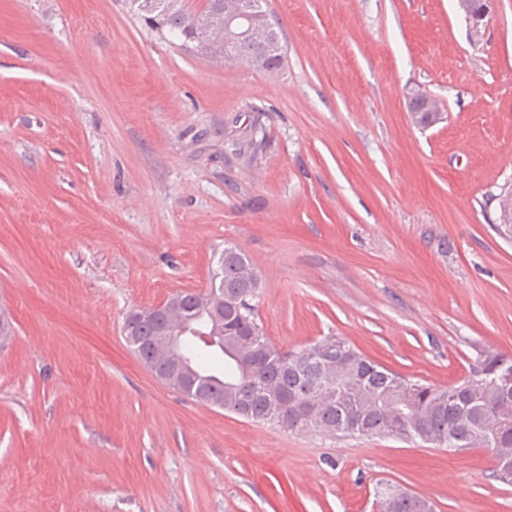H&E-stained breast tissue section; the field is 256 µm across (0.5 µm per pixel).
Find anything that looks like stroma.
<instances>
[{"label": "stroma", "mask_w": 512, "mask_h": 512, "mask_svg": "<svg viewBox=\"0 0 512 512\" xmlns=\"http://www.w3.org/2000/svg\"><path fill=\"white\" fill-rule=\"evenodd\" d=\"M277 75L200 57L128 0H0V512H512L481 448L258 424L167 387L135 309L225 244L284 350L338 336L425 384L512 356V0H267ZM97 66H86L87 58ZM422 90L440 120L422 128ZM458 9L465 15L466 19L472 24L473 28H480L484 25L491 11V1L486 0L483 8L477 10L476 0H457ZM376 496L381 504L380 512H435V504L429 499L405 489L379 484Z\"/></svg>", "instance_id": "35a3bbf8"}]
</instances>
